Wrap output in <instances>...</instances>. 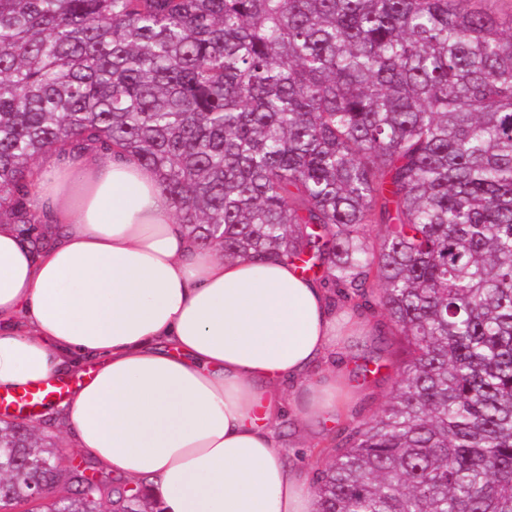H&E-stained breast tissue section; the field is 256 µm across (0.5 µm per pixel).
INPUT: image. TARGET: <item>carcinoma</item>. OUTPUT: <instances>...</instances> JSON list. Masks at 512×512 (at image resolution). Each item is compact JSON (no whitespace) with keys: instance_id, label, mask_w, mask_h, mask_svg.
<instances>
[{"instance_id":"1","label":"carcinoma","mask_w":512,"mask_h":512,"mask_svg":"<svg viewBox=\"0 0 512 512\" xmlns=\"http://www.w3.org/2000/svg\"><path fill=\"white\" fill-rule=\"evenodd\" d=\"M476 0H0V223L34 160L117 148L226 259L291 262L405 345L318 512H512V15ZM379 226L370 237L372 225ZM0 422V497L159 512Z\"/></svg>"}]
</instances>
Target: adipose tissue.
<instances>
[{"label": "adipose tissue", "instance_id": "obj_1", "mask_svg": "<svg viewBox=\"0 0 512 512\" xmlns=\"http://www.w3.org/2000/svg\"><path fill=\"white\" fill-rule=\"evenodd\" d=\"M30 205L43 249L0 224V393L95 364L43 411L162 512H317L277 419L288 402L338 418L343 375L320 367L375 321L288 261L201 247L159 173L127 154L56 147Z\"/></svg>", "mask_w": 512, "mask_h": 512}]
</instances>
